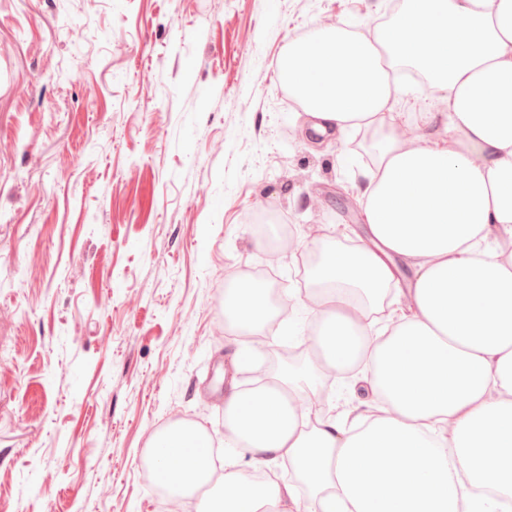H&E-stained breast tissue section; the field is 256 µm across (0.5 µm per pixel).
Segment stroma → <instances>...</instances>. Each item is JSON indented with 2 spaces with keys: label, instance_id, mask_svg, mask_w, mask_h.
Returning <instances> with one entry per match:
<instances>
[{
  "label": "stroma",
  "instance_id": "35a3bbf8",
  "mask_svg": "<svg viewBox=\"0 0 512 512\" xmlns=\"http://www.w3.org/2000/svg\"><path fill=\"white\" fill-rule=\"evenodd\" d=\"M391 0H0V512H165L142 460L182 420L224 444L253 375L224 332L228 279L269 272L288 316L262 356L301 367L298 261L360 244L365 133L313 134L278 69L335 21L375 36ZM403 86L396 124L442 132ZM292 227L269 252L255 217ZM361 368L312 419L367 406Z\"/></svg>",
  "mask_w": 512,
  "mask_h": 512
}]
</instances>
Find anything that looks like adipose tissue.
I'll return each mask as SVG.
<instances>
[{
	"label": "adipose tissue",
	"instance_id": "obj_1",
	"mask_svg": "<svg viewBox=\"0 0 512 512\" xmlns=\"http://www.w3.org/2000/svg\"><path fill=\"white\" fill-rule=\"evenodd\" d=\"M411 67L448 110L441 137L408 138L387 122L396 68ZM317 134L364 131L375 173L362 204L365 245L326 249L302 306L314 319L298 372L261 361L256 387L224 398V445L250 458L214 489L211 435L177 421L154 438L173 461L144 468L166 512L201 497L200 512H512V0H404L366 38L328 22L279 64ZM416 269L409 310L389 331L374 314L396 284L394 257ZM268 285L237 279L224 325L263 336ZM365 366L376 415L345 429L311 421L318 381ZM285 459L309 489L285 493L252 471ZM496 491L477 496L487 472Z\"/></svg>",
	"mask_w": 512,
	"mask_h": 512
}]
</instances>
